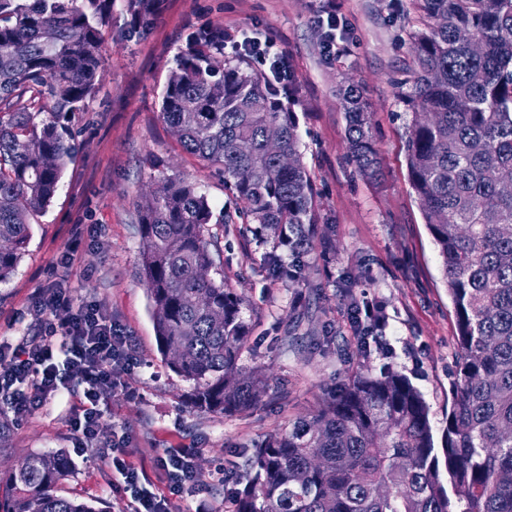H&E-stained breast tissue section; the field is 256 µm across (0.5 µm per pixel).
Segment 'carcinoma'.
Listing matches in <instances>:
<instances>
[{"mask_svg": "<svg viewBox=\"0 0 512 512\" xmlns=\"http://www.w3.org/2000/svg\"><path fill=\"white\" fill-rule=\"evenodd\" d=\"M412 75L400 98L411 112V186L438 249L459 351L443 448L428 407L403 375H355L316 412L271 434L248 457L250 480L231 512H512V0H419ZM154 0H127L130 32L153 23ZM112 0H0V283L15 272L30 224L56 196L74 158L73 127L102 65ZM483 44L474 55L459 38ZM224 63V29H198L174 57L160 115L181 147L217 167L246 203L251 223L281 231L307 252L314 190L301 163L296 115L284 87ZM349 156L379 174L361 87L341 90ZM294 157L281 168L266 131ZM140 275L169 368L192 383L203 413L255 407L268 387L240 364L248 347L243 301L208 275L214 217L206 193L173 177L138 205ZM279 276L304 279L305 264L273 259ZM69 474L61 452L23 459L0 512H96L55 494Z\"/></svg>", "mask_w": 512, "mask_h": 512, "instance_id": "cac0c4a2", "label": "carcinoma"}]
</instances>
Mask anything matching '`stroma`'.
<instances>
[{
  "label": "stroma",
  "instance_id": "35a3bbf8",
  "mask_svg": "<svg viewBox=\"0 0 512 512\" xmlns=\"http://www.w3.org/2000/svg\"><path fill=\"white\" fill-rule=\"evenodd\" d=\"M125 0H114L105 30L98 89L77 125L75 156L52 204L32 224L26 251L11 279L0 284V336L12 341L37 332L26 306L51 280H63L76 301H93L132 337L141 366L126 378L105 413L98 441L126 434L133 460L152 464L164 449H199L202 476L225 469L245 479L244 460L272 433L312 415L337 380L391 368L421 393L435 441L447 424L458 348L455 313L441 259L411 188L405 132L411 121L398 86L412 65L409 35L420 26L416 0H342L337 54L324 50L318 0H165L152 27L128 35ZM219 25L227 39L242 31L272 33L288 55L297 84L302 162L315 190L318 233L304 261L305 284L294 286L268 268L272 239L243 223V203L217 169H202L159 117L161 96L179 47L199 27ZM362 85L382 174L368 180L346 157V121L338 90ZM200 183L224 221L209 227L215 272L243 301L250 350L242 364L275 381L260 403L241 414L201 413L191 385L172 372L156 339L146 289L139 278L138 202L160 176ZM81 225L74 262L56 264ZM301 303H294V296ZM380 307L392 357L364 356L351 319L357 307ZM76 398H49L21 424L10 422L0 444V489L32 453L62 451L71 473L57 487L96 508L118 505L108 460L78 447L69 427Z\"/></svg>",
  "mask_w": 512,
  "mask_h": 512
}]
</instances>
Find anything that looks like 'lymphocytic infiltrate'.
<instances>
[{
  "label": "lymphocytic infiltrate",
  "mask_w": 512,
  "mask_h": 512,
  "mask_svg": "<svg viewBox=\"0 0 512 512\" xmlns=\"http://www.w3.org/2000/svg\"><path fill=\"white\" fill-rule=\"evenodd\" d=\"M231 49L254 57L273 78L291 76L287 54L272 35L243 34ZM28 311L40 326L38 334L14 344L0 341V398L8 397L20 422L48 397L78 394L80 405L70 425L83 446H92L103 407L111 405L122 375L138 365L132 338L95 303L74 305L70 289L55 281L33 296ZM123 446V441L113 442L109 459L125 491L118 512H173L172 497L194 498L206 492L208 481H226L221 470L203 480L196 467L197 449L169 448L154 461L167 492L155 494L147 488L144 465L132 461Z\"/></svg>",
  "instance_id": "f902f5d3"
}]
</instances>
